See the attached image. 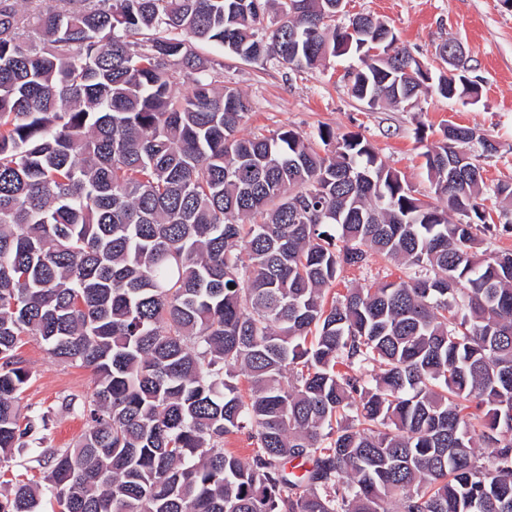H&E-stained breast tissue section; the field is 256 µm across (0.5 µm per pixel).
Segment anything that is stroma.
Masks as SVG:
<instances>
[{
	"label": "stroma",
	"instance_id": "stroma-1",
	"mask_svg": "<svg viewBox=\"0 0 512 512\" xmlns=\"http://www.w3.org/2000/svg\"><path fill=\"white\" fill-rule=\"evenodd\" d=\"M349 9L387 22L400 42L436 74L448 70L436 46L457 40L471 76L480 84L478 103L430 94L413 109L386 104L371 108L352 97L344 77L348 66L356 64V54L330 59L314 71H293L272 57L246 61L212 44H194L200 57L223 62L225 85L248 99L250 111L241 134L270 136L285 128L313 141L322 126L339 134L360 133L417 197L430 202L434 196L422 154L445 124L454 123L497 143V153L482 162L487 187L512 180V0H350ZM399 275L395 265L375 256L363 267L344 270L333 290L342 294L353 286L376 287ZM18 354L31 372L21 411L47 414V447H72L87 427L77 403L92 392L91 369L58 362L33 336L24 337Z\"/></svg>",
	"mask_w": 512,
	"mask_h": 512
}]
</instances>
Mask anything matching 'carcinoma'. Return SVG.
<instances>
[{"instance_id":"1","label":"carcinoma","mask_w":512,"mask_h":512,"mask_svg":"<svg viewBox=\"0 0 512 512\" xmlns=\"http://www.w3.org/2000/svg\"><path fill=\"white\" fill-rule=\"evenodd\" d=\"M361 33L336 0H0V455L46 439L22 337L96 375L88 429L44 485L1 482L0 512H512V253L482 249L459 157L497 146L444 126L434 205L359 133L239 135L249 101L190 48L308 71L387 35L355 99H479L386 22ZM373 254L406 276L326 301Z\"/></svg>"}]
</instances>
